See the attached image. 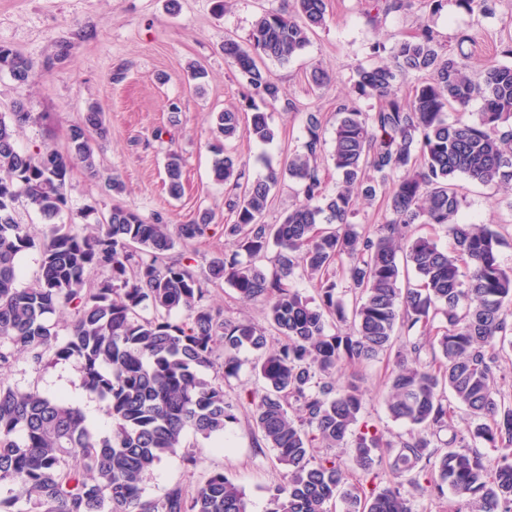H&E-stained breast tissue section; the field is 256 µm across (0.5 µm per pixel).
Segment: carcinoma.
Listing matches in <instances>:
<instances>
[{
  "label": "carcinoma",
  "mask_w": 512,
  "mask_h": 512,
  "mask_svg": "<svg viewBox=\"0 0 512 512\" xmlns=\"http://www.w3.org/2000/svg\"><path fill=\"white\" fill-rule=\"evenodd\" d=\"M455 2L491 14L499 0ZM324 24L325 0H292L289 9L260 15L247 46L225 40V58L250 87V116L242 127L239 111L226 109L211 127L212 178L236 193L226 200L233 223L224 225L234 250L210 262L208 281H225L244 302L265 303L269 326L285 337L277 348L264 329L206 304L205 282L168 256L176 243L206 235L209 210L170 224L114 205L77 231L56 222L73 167L98 175L94 142L109 134L99 106L69 126L64 149L44 144L29 153L17 149L15 135L32 113L19 101L10 120L0 114V370L21 357L36 366L74 358L84 388L112 418V434L98 436L65 398L0 381V489L8 492L0 512H248L244 492L222 471L191 491L176 484L159 500L143 495L146 475L183 447L187 431L209 439L236 420L224 382L238 377L244 349L257 353L253 370L264 383L254 427L287 471V481L270 490L266 512H330L338 501L344 512H413L399 483L347 484V463L370 474L376 451L393 444L358 427L360 378L336 381L342 363L369 361L398 337L411 342L414 357L397 355L385 404L412 432L400 441L392 470L424 474L410 480L421 496L449 489L472 512H512V394L498 385L500 362L512 350V267L499 260L498 225L458 222L453 183L462 175L512 195V65L471 70L426 26L396 45L391 64L356 69L352 97L336 106L331 151L322 113L309 112L302 150L284 170L250 181L226 144L242 133L261 143L274 137L267 108L281 101V90L264 60L290 61ZM32 67L0 45L1 72L24 84ZM401 76L414 78L405 92ZM373 97L379 105L369 112L356 105ZM477 99L482 107L472 121L466 108ZM326 161L337 176L331 193ZM164 174L169 194L179 197L180 154L167 153ZM284 175L299 184V200L281 223L268 224L270 194ZM21 196L50 224L39 238L14 216ZM379 196L389 217L371 235L352 218L358 201ZM414 224L447 227L451 250L408 235ZM273 247L268 275L256 260ZM31 249L40 256L39 277L20 288L21 255ZM335 267L345 275L349 305L330 276ZM92 269L104 277L88 281ZM296 276L314 284L319 303L292 288ZM148 307L150 318L141 315ZM64 310L73 320L61 339L54 317ZM426 348L440 357L421 360ZM219 350L216 382L205 371ZM456 407L469 412L463 433L455 428ZM478 442L503 450L495 465H486ZM335 448L350 449L349 462Z\"/></svg>",
  "instance_id": "carcinoma-1"
}]
</instances>
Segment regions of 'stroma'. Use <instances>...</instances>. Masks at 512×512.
Returning a JSON list of instances; mask_svg holds the SVG:
<instances>
[{"label": "stroma", "instance_id": "1", "mask_svg": "<svg viewBox=\"0 0 512 512\" xmlns=\"http://www.w3.org/2000/svg\"><path fill=\"white\" fill-rule=\"evenodd\" d=\"M178 11H170L167 0H0V44L30 58L34 68L26 84H18L8 73H0V114L10 113L15 101H23L33 122L16 135L19 151L51 143L64 148L68 126L78 121L89 104H98L105 114L111 137L98 151L100 177L74 167L68 186V208L62 222L82 224V211L95 206L108 213L119 203L150 219L162 216L172 224L210 210L214 220L208 234L188 244H177L173 258L189 264L199 279H205L211 260L233 249L224 234L228 222L227 185L211 177L214 154L210 149L211 117L214 112L235 108L246 112L248 86L245 78L224 59L225 39L246 43L255 19L263 12L283 7L284 0H227L217 9V0H178ZM324 26L315 29L309 44L287 64L269 60L265 68L279 84L284 99L297 103V111L283 105L271 108L272 142L262 144L249 137L231 143L235 155L250 178L266 174L268 168H283L289 155L305 140L304 114L317 111L332 131L336 104L348 96L358 66L390 61V50L413 36L423 25H431L439 41L473 68L488 62L505 63L501 50L512 42V0H500L494 14L473 15L446 0L438 14H431L427 0H404L402 8L382 11L373 0H325ZM470 41L459 42L460 32ZM71 44L67 58L54 57L57 43ZM385 50L373 56L371 47ZM322 64L331 80L313 87L307 74L313 64ZM202 66L207 76L202 84L189 77L190 65ZM121 81H114V74ZM178 102V123H171L168 105ZM169 130L171 140H157V129ZM184 159V190L171 197L164 183V161L168 149ZM114 175L125 185L120 196L110 195L104 178ZM461 198L459 218L471 224H497L505 236L499 258L512 266V203L495 187L457 178ZM208 302L223 310L226 318L267 325L265 308L258 302L240 300L225 282L208 286ZM380 353L362 364H343L340 373L359 374L364 391L363 419L396 443L407 438L408 425L392 419L384 404L388 376L397 350ZM238 377L224 389L238 405L236 419L223 434L210 439L188 436L187 445L199 459L194 472H187L180 454L167 456L145 481V495L163 497L180 484L196 487L215 470L224 471L244 491L249 512H265L269 490L284 480L285 471L273 449L258 446L253 424V392L260 388L253 370L252 352H241ZM0 381L27 390L35 388L49 396H65L81 411H92L88 424L100 435L111 433L112 422L103 414V404L89 394L81 382L77 360L33 366L21 360L0 371Z\"/></svg>", "mask_w": 512, "mask_h": 512}]
</instances>
